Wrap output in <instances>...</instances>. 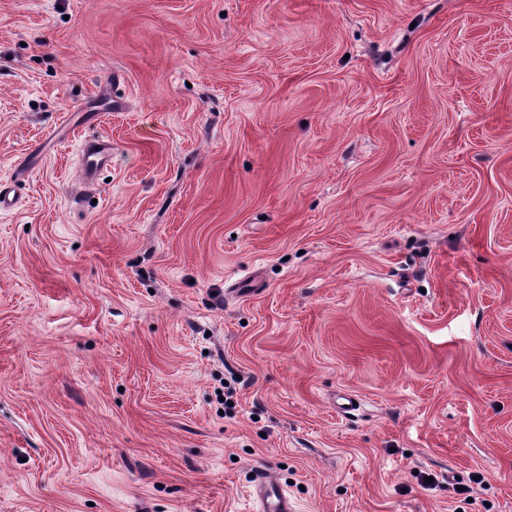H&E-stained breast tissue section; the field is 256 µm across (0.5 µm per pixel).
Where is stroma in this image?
Segmentation results:
<instances>
[{
    "label": "stroma",
    "mask_w": 512,
    "mask_h": 512,
    "mask_svg": "<svg viewBox=\"0 0 512 512\" xmlns=\"http://www.w3.org/2000/svg\"><path fill=\"white\" fill-rule=\"evenodd\" d=\"M1 188L0 512H512V0H0ZM112 158V141L106 137L86 139L80 150L81 180L86 187H96L103 163ZM254 487L260 501V511L293 512L288 496L277 485L269 471L261 470L256 473Z\"/></svg>",
    "instance_id": "obj_1"
}]
</instances>
